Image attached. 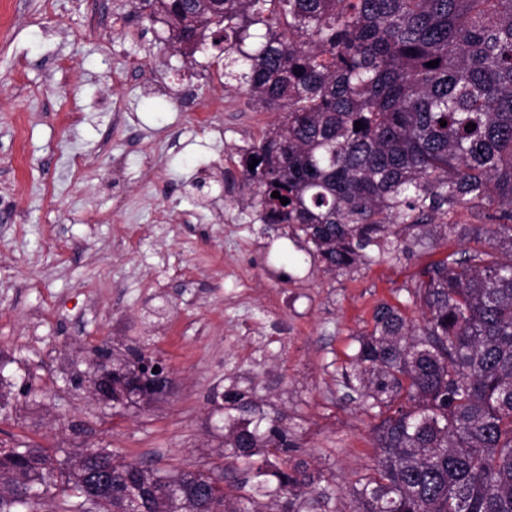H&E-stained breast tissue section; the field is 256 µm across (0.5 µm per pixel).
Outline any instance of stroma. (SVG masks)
<instances>
[{
	"label": "stroma",
	"mask_w": 512,
	"mask_h": 512,
	"mask_svg": "<svg viewBox=\"0 0 512 512\" xmlns=\"http://www.w3.org/2000/svg\"><path fill=\"white\" fill-rule=\"evenodd\" d=\"M221 73L211 53L183 57L137 0H0V442L195 469L222 452L212 396L234 376L280 413L292 464L335 483L348 512L376 463V421L338 371L375 307L403 300L423 265L471 248L465 228L479 218L460 209L462 233L432 251L324 272L249 204L241 159L281 110L225 88ZM216 89L223 112L196 123ZM163 208L183 221L157 223ZM241 288L256 321L284 303L288 357L239 335L225 298ZM133 342L168 367L166 395L118 410L71 386L96 348Z\"/></svg>",
	"instance_id": "1"
}]
</instances>
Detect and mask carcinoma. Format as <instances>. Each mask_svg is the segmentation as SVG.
Listing matches in <instances>:
<instances>
[{
  "label": "carcinoma",
  "mask_w": 512,
  "mask_h": 512,
  "mask_svg": "<svg viewBox=\"0 0 512 512\" xmlns=\"http://www.w3.org/2000/svg\"><path fill=\"white\" fill-rule=\"evenodd\" d=\"M141 2L185 55L196 31L211 35L224 87L283 110L243 157L244 183L262 223L287 225L326 270L410 257L456 232L435 218L482 211L480 246L378 304L341 367L379 420V457L352 485L350 512H512V0ZM97 356L112 360V407L137 405L124 392L148 387L137 370L151 356ZM219 409L239 486L224 484L222 463L166 470L107 448L60 457L18 444L0 448V512H41L56 496L63 512H337L336 489L288 466L296 442L278 412L236 385ZM106 468L112 489L91 503L84 488Z\"/></svg>",
  "instance_id": "1"
}]
</instances>
